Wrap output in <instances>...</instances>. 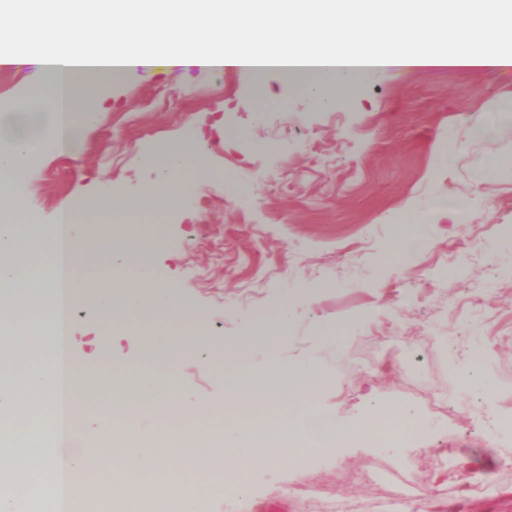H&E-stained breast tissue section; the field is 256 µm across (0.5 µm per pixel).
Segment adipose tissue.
Returning a JSON list of instances; mask_svg holds the SVG:
<instances>
[{
  "label": "adipose tissue",
  "instance_id": "1",
  "mask_svg": "<svg viewBox=\"0 0 512 512\" xmlns=\"http://www.w3.org/2000/svg\"><path fill=\"white\" fill-rule=\"evenodd\" d=\"M137 22L156 27L148 50L130 48ZM273 22L280 28L268 54L245 60L239 46L246 32ZM106 27L112 30L108 39L102 36ZM313 31L336 39V47L327 51L311 42ZM22 63L36 65L39 83L34 98L14 104L16 124L0 131V202L16 216L15 223H0V308L29 300L41 319L49 321L58 309L53 294L56 228L26 223L31 200L21 176L38 155L81 152L85 133L96 121V98L103 87L163 68L230 67L305 80L313 104L323 107L334 102L336 93L378 72L427 67L506 71L512 69V0H0V64ZM133 161L147 169L153 191L148 199L122 205V212L130 215L146 207L166 209L187 180L207 173L189 141L135 155ZM25 238L43 245L48 259L43 272H35L36 259L21 244ZM150 247L137 224L126 225L119 235L111 225L97 224L71 231L69 237L70 253L84 254L91 268L78 277L77 293L92 300L107 327L120 330L136 323L156 328L146 354L154 371L131 383L110 382L95 402L112 422L101 429L92 457L111 464L119 479L128 467L146 474L175 470L200 442L193 431L172 434L163 450L151 438L139 436L127 443L120 459L110 458L117 423L134 414L167 419L187 406L172 380L160 377L156 368L187 354L188 344L174 343L171 333L195 331L198 319L170 300L150 274ZM287 327L288 311L283 308L274 325L242 333L229 345L243 361L256 349L274 350ZM52 346L50 334L33 322L0 337V364L21 367L15 381L0 385V399L9 407L30 402L53 407ZM260 372L264 383L257 387L246 380L245 370L225 368L224 401L215 406V414L306 402L324 384L321 369L312 363H268ZM254 431V426L237 424L219 434L216 443L225 450L221 474L226 479L235 480L256 461L276 468L280 455L306 454L313 439L330 448L344 432L368 436L370 423L363 418L340 428L326 412L311 409L291 426L275 452L262 456L255 452ZM56 468V455L30 440L0 458V482L12 481L14 497L22 499L31 490V479L55 475Z\"/></svg>",
  "mask_w": 512,
  "mask_h": 512
}]
</instances>
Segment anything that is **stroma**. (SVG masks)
<instances>
[{"label": "stroma", "mask_w": 512, "mask_h": 512, "mask_svg": "<svg viewBox=\"0 0 512 512\" xmlns=\"http://www.w3.org/2000/svg\"><path fill=\"white\" fill-rule=\"evenodd\" d=\"M33 65L0 66V114L35 93ZM512 72L420 68L384 73L314 106L302 83L233 68L130 75L114 81L73 156L38 157L26 178L29 224H54L59 208L110 193L141 195L136 153L196 135L209 174L186 184L158 215L151 269L203 335L231 338L288 307V330L257 360L317 364L320 406L346 424L376 403L408 413V449L348 448L305 475L282 467L249 473L251 512H320L316 491L355 512H401L413 483L421 512H512V388L489 401L462 389L485 379L486 361L512 366V169L490 168L512 154V135L468 143L471 123ZM461 150L443 152L449 141ZM471 199L458 225L430 223L449 195ZM423 240L395 256L401 220ZM72 354L84 381L132 379L148 368L147 335L109 332L90 312L72 321ZM224 357L198 348L164 370L184 397L224 398ZM449 399L431 419L418 399ZM447 470H429L438 453ZM384 472L380 483L365 470Z\"/></svg>", "instance_id": "stroma-1"}]
</instances>
